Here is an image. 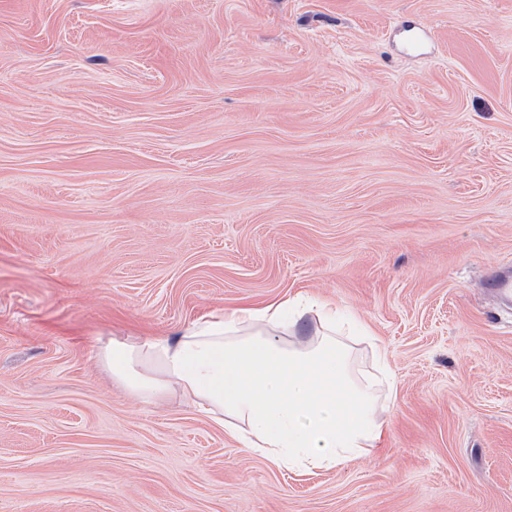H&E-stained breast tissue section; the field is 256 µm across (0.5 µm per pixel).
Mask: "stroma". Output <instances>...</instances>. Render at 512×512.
I'll return each mask as SVG.
<instances>
[{
    "label": "stroma",
    "mask_w": 512,
    "mask_h": 512,
    "mask_svg": "<svg viewBox=\"0 0 512 512\" xmlns=\"http://www.w3.org/2000/svg\"><path fill=\"white\" fill-rule=\"evenodd\" d=\"M506 267L512 0H0V512H512ZM296 297L386 353L374 456L290 471L98 362Z\"/></svg>",
    "instance_id": "35a3bbf8"
}]
</instances>
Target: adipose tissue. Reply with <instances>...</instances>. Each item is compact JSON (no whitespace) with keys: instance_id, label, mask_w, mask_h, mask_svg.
Returning <instances> with one entry per match:
<instances>
[{"instance_id":"adipose-tissue-1","label":"adipose tissue","mask_w":512,"mask_h":512,"mask_svg":"<svg viewBox=\"0 0 512 512\" xmlns=\"http://www.w3.org/2000/svg\"><path fill=\"white\" fill-rule=\"evenodd\" d=\"M321 328L290 343L285 313ZM100 366L142 403L174 398L278 466L310 473L382 448L393 395L384 353L376 372L356 373L353 349L336 334L330 303L283 300L201 318L175 337L107 338Z\"/></svg>"}]
</instances>
